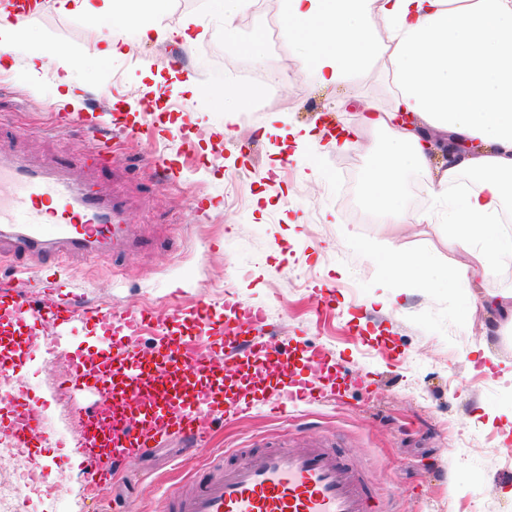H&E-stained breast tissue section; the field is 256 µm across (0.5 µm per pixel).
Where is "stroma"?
Returning <instances> with one entry per match:
<instances>
[{
	"instance_id": "stroma-1",
	"label": "stroma",
	"mask_w": 512,
	"mask_h": 512,
	"mask_svg": "<svg viewBox=\"0 0 512 512\" xmlns=\"http://www.w3.org/2000/svg\"><path fill=\"white\" fill-rule=\"evenodd\" d=\"M116 8L143 19L161 11L174 24L191 20L192 41L143 43L137 58L105 60L93 53L100 33L53 12L27 16L20 23L31 39L16 43L18 65L0 78V142L28 165L55 161L76 182L96 181L120 201L138 236L136 249L120 255L64 258L73 291L91 305L156 312L183 333L193 323L182 310L197 303L209 305L219 324L244 308L263 310L281 349L278 371L301 372L317 399L277 418L268 405L279 383L242 388L251 413L225 415L202 449L185 453L172 440L145 461L119 462L111 485L92 489L82 473L84 449L68 432L98 396L64 391L61 381L75 354H97L104 342L94 324H76L54 354L24 355L17 367L28 398L50 402L62 392L69 402L57 426L67 435L64 447L37 449L72 477L68 512H164L168 491L200 469L223 466L227 450L299 435L333 436L386 512H512V438L489 419L512 407V327L484 304L488 294L512 293V278L501 265L490 273L472 268L442 225L415 223V214L437 208L435 173L396 172L402 222L362 223L375 209L371 135L317 154L263 132L272 113L288 127L357 125L359 113L339 101L387 106L392 73L377 63L349 84L323 86L281 34L277 0L237 14L230 46L215 8L186 0H118ZM258 30L277 33V50L241 51ZM42 42L76 57L71 75L81 108L121 145L108 169L89 172L88 140L62 130L48 110L56 97L51 73L26 72L27 56ZM235 66L281 76L253 89L233 80ZM174 70L193 76L196 93L172 92ZM159 90L183 108L177 127L132 139L113 126L111 98L127 100L136 119L150 122ZM229 104L237 112L227 113ZM161 158L170 165L165 179L154 171ZM361 240L383 248L364 253ZM391 248L414 256L423 275L467 267L472 305L461 308L455 289H415L390 277Z\"/></svg>"
}]
</instances>
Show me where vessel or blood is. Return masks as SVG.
<instances>
[{
  "instance_id": "obj_1",
  "label": "vessel or blood",
  "mask_w": 512,
  "mask_h": 512,
  "mask_svg": "<svg viewBox=\"0 0 512 512\" xmlns=\"http://www.w3.org/2000/svg\"><path fill=\"white\" fill-rule=\"evenodd\" d=\"M118 210V203L100 192L78 188L60 172L12 161L0 149V250L39 271L46 294L37 306L21 291L1 294L0 313L18 329L30 320L64 328L84 315L124 338L121 347L103 354L97 369H87L83 357L74 356L64 379L76 389L93 381L106 393L101 405L84 411V463L94 483L112 478L102 460L151 454L163 436L179 434L190 451L203 445L211 425L229 410L220 385L225 371L241 361L259 370L278 356L275 343L258 340L265 332L260 310H239L232 332L221 338V357L201 359L183 336L161 327L150 350H132L129 339L152 322L144 314L112 316L81 308L75 293L59 282L61 259L132 246L127 225L116 219ZM10 376V366L0 363V426L12 429L23 446L49 429L37 403L11 389ZM312 397L307 383L290 378L271 411L282 413ZM234 454V462L202 471L173 492L167 512H373L364 475L330 438H300L285 446L273 442Z\"/></svg>"
}]
</instances>
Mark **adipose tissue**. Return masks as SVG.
I'll return each instance as SVG.
<instances>
[{
  "mask_svg": "<svg viewBox=\"0 0 512 512\" xmlns=\"http://www.w3.org/2000/svg\"><path fill=\"white\" fill-rule=\"evenodd\" d=\"M285 30L309 68L332 86L387 58L396 89L387 108L366 104L363 131L383 133L367 149L368 168L427 173L434 162L420 132L396 125L399 111L431 127L481 143V151L442 165L437 197L468 176L476 191L449 201L443 215L455 245L490 270L512 255V238L495 220L512 197V0H280ZM29 14L53 11L93 29L112 28L113 0H34ZM27 69L53 70L56 101L78 105L71 64L50 50Z\"/></svg>",
  "mask_w": 512,
  "mask_h": 512,
  "instance_id": "adipose-tissue-1",
  "label": "adipose tissue"
}]
</instances>
